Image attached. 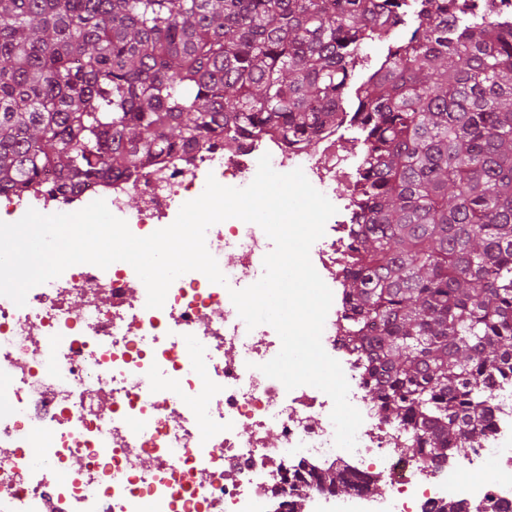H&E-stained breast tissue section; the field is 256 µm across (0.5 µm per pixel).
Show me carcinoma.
Wrapping results in <instances>:
<instances>
[{
  "label": "carcinoma",
  "instance_id": "1",
  "mask_svg": "<svg viewBox=\"0 0 512 512\" xmlns=\"http://www.w3.org/2000/svg\"><path fill=\"white\" fill-rule=\"evenodd\" d=\"M355 89L365 167L348 336L371 398L444 460L512 380V15L415 0ZM407 0H0V190L64 195L275 129L314 144ZM334 492L340 469L317 476ZM410 1L411 2L408 3L409 5L403 9L405 11V24L399 26L390 39L368 40L363 44L360 65L357 66L351 81L352 87L366 80L367 77L380 66L382 61H384L389 53L390 47L409 36L410 32L417 26V5L412 0Z\"/></svg>",
  "mask_w": 512,
  "mask_h": 512
}]
</instances>
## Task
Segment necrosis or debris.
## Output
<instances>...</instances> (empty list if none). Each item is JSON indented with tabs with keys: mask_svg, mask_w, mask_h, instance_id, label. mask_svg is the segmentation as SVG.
I'll use <instances>...</instances> for the list:
<instances>
[{
	"mask_svg": "<svg viewBox=\"0 0 512 512\" xmlns=\"http://www.w3.org/2000/svg\"><path fill=\"white\" fill-rule=\"evenodd\" d=\"M353 127L344 119L311 149L270 131L229 149L164 153L132 176L79 186L64 199L37 187L4 190L0 216L73 213L101 199L146 237L199 197L208 177L246 187L265 154L277 172L302 169L336 208L310 258L333 293L322 345L363 416L355 450L334 444L328 395L309 385L286 390L260 371L278 354L279 336L267 324L247 328L229 291L262 277L273 244L257 224L230 218L206 232L226 284L185 273L162 308H147L142 281L123 261L71 266L30 289L22 307L0 296V512H286L296 478L312 483L329 467L388 489L337 494L312 483L304 512H431L448 500L512 512V384H499L490 434L467 458L475 468L495 465L496 477L466 482L457 462L408 452L410 428L372 401L361 353L345 339L356 198L337 196L336 186L357 182L364 167ZM133 196L139 206H130ZM38 447L36 464L28 451Z\"/></svg>",
	"mask_w": 512,
	"mask_h": 512,
	"instance_id": "4bbe7bcc",
	"label": "necrosis or debris"
}]
</instances>
